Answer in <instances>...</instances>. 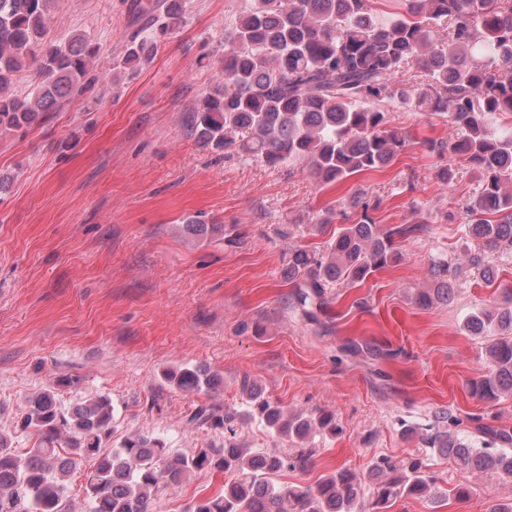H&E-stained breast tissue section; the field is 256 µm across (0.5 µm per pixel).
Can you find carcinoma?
Wrapping results in <instances>:
<instances>
[{"label": "carcinoma", "instance_id": "cac0c4a2", "mask_svg": "<svg viewBox=\"0 0 512 512\" xmlns=\"http://www.w3.org/2000/svg\"><path fill=\"white\" fill-rule=\"evenodd\" d=\"M395 12L376 0H248L229 34L220 75L193 108L191 135L214 151L256 157L269 165L308 167L322 184L381 172L409 144L391 125L396 108L448 117L457 139L429 141L439 157L452 154L475 166L481 191L465 206L469 233L488 248L512 243V131L490 129L485 117L512 112V0H392ZM52 0H0V130L41 124L82 92L98 47L75 35L45 41ZM186 0H164L151 26L164 36L182 22ZM150 35L133 39L117 61L124 72L149 59ZM40 59L41 82L24 98L9 94L12 76L28 59ZM355 222L339 228L323 253H288V281L295 302L310 315L322 309L325 288L358 286L398 261L399 240L420 225L381 230L358 200ZM452 296V281L423 290L417 303L430 306ZM465 330L488 339L487 371L470 382L474 395L493 402L512 392V293L468 314ZM175 389H215L222 376L184 365L163 372ZM240 391L252 413L296 444L292 452L250 448L237 437V412L200 405L190 421L224 429V444L181 452L152 435L112 443V403L92 395L63 410L45 389L28 398L22 427L37 435L18 450L0 436V512H71L70 475L90 462L85 493L88 512H147L160 490L195 472L233 475L224 488L201 495L188 512H362L361 483L340 468L313 486L277 481L303 470L318 433H336L330 413H291L269 401L245 376ZM478 440L455 431L437 432L430 444L463 470L492 471L512 481V435L483 428ZM372 495L385 505L401 496L431 497L437 479L419 460L397 464L381 458Z\"/></svg>", "mask_w": 512, "mask_h": 512}]
</instances>
